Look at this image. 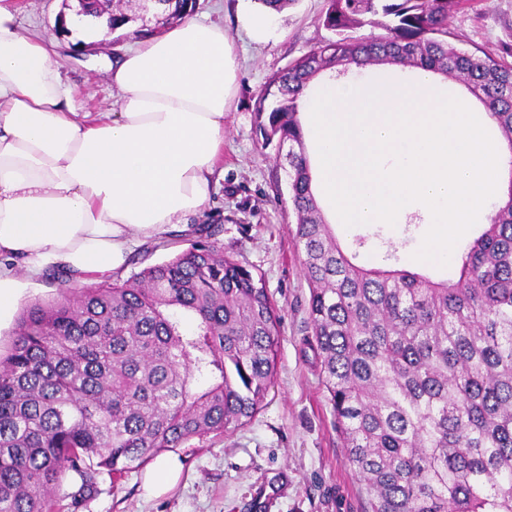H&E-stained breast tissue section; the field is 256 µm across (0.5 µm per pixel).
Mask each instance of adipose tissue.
Wrapping results in <instances>:
<instances>
[{
    "instance_id": "1",
    "label": "adipose tissue",
    "mask_w": 512,
    "mask_h": 512,
    "mask_svg": "<svg viewBox=\"0 0 512 512\" xmlns=\"http://www.w3.org/2000/svg\"><path fill=\"white\" fill-rule=\"evenodd\" d=\"M0 0V315L16 269L112 277L136 241L189 224L211 198L238 76L222 23L187 20L108 59L112 111L84 117L55 62L105 23L74 15L68 42L22 32Z\"/></svg>"
}]
</instances>
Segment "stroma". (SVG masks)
Returning <instances> with one entry per match:
<instances>
[{"label": "stroma", "instance_id": "35a3bbf8", "mask_svg": "<svg viewBox=\"0 0 512 512\" xmlns=\"http://www.w3.org/2000/svg\"><path fill=\"white\" fill-rule=\"evenodd\" d=\"M325 8L326 0H296L277 13L273 37L258 43L242 28L238 0H197L196 18L223 22L240 63L237 90L224 115L222 171L209 206L192 218L190 228L139 242L120 273L126 279L168 260L195 240V228L220 225L225 253L262 275L281 316L276 375L261 408L241 427L177 448L183 474L168 494L145 498L146 469L140 466L117 486L101 480L97 493L76 505L69 495L77 486L66 483L55 512H367L368 495L346 460L310 345L309 285L289 231L295 216L284 172L275 147L261 148L255 128L254 104L269 77L331 38L322 24ZM448 29L452 46L505 55L512 51V0H462ZM100 43L98 54L57 60L64 80L78 88L79 112L111 110L112 87L102 60L135 39L109 34ZM426 231L415 215L395 228L356 226L339 243L367 268L406 269L435 280L455 277L457 265L439 268L414 260Z\"/></svg>", "mask_w": 512, "mask_h": 512}]
</instances>
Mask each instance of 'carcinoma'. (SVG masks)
<instances>
[{"label":"carcinoma","instance_id":"obj_1","mask_svg":"<svg viewBox=\"0 0 512 512\" xmlns=\"http://www.w3.org/2000/svg\"><path fill=\"white\" fill-rule=\"evenodd\" d=\"M460 0H328L334 32L270 76L255 103L262 147H288L290 229L309 284L312 344L347 460L370 512H512V167L502 203L455 280L355 264L324 222L300 120L327 71L378 63L464 83L512 154V62L448 45ZM196 0L120 7L107 32L190 19ZM382 14L381 32H350ZM126 280L24 305L0 353V512L78 502L165 448L246 424L273 382L280 320L263 278L224 254L218 228Z\"/></svg>","mask_w":512,"mask_h":512}]
</instances>
